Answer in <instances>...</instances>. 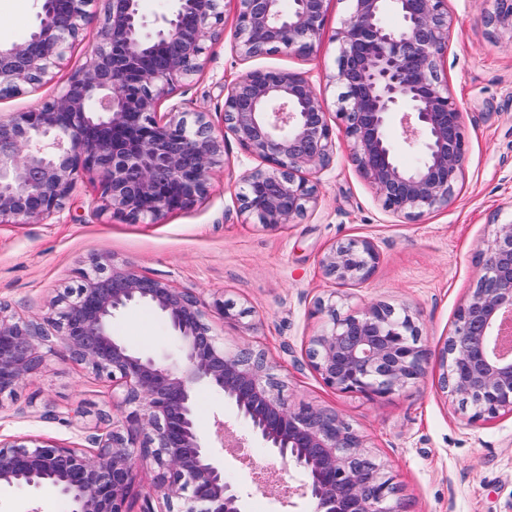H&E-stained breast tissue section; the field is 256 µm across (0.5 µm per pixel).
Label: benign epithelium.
<instances>
[{"mask_svg":"<svg viewBox=\"0 0 512 512\" xmlns=\"http://www.w3.org/2000/svg\"><path fill=\"white\" fill-rule=\"evenodd\" d=\"M96 47L53 101L0 118V224H38L60 210L76 175L100 178L96 207L132 221L186 209L209 192L224 139L207 113L160 101L200 70L205 42L223 12L218 0H174L148 29L140 0H103ZM235 47L245 59L269 52L310 54L321 41L328 0H235ZM336 31L342 91L336 118L351 159L384 210L410 220L448 208L463 180L468 142L464 113L448 92L441 67L451 19L447 0H347ZM90 0H40L30 35L0 44V98L41 83L83 33ZM487 23L512 42V0H493ZM224 132L263 166L241 177V213L276 230L317 200L310 177L327 167L335 140L323 94L305 76L248 71L227 88ZM420 156L401 165L393 135ZM380 260L369 241L332 247L324 273L363 282ZM53 321L70 357L99 377L124 385L119 415L99 413L97 451L52 439L0 440V490L52 483L70 512H128L136 461L156 466L147 512H247L244 494L224 477L229 427L201 430L195 391L222 395L252 438L302 479L288 496L311 512H399L395 477L367 450L342 416L309 403L290 405L261 350L229 352L216 344L205 311L190 292L143 275L104 255ZM147 304L180 343V361L162 363L112 334V320ZM222 320H240L222 298L209 305ZM312 337L313 367L343 393L382 398L415 384L431 350L410 311L373 304L340 315L333 301ZM512 221L498 225L483 252L482 272L453 331L438 347L440 389L472 418L512 414ZM45 321L8 313L0 304V395L12 392L45 362Z\"/></svg>","mask_w":512,"mask_h":512,"instance_id":"7a95c632","label":"benign epithelium"}]
</instances>
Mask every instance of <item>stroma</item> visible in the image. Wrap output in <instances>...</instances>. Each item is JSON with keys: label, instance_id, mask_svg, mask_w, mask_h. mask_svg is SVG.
I'll use <instances>...</instances> for the list:
<instances>
[{"label": "stroma", "instance_id": "1", "mask_svg": "<svg viewBox=\"0 0 512 512\" xmlns=\"http://www.w3.org/2000/svg\"><path fill=\"white\" fill-rule=\"evenodd\" d=\"M102 0L51 77L20 94L0 98V116L39 106L65 88L97 43ZM224 22L206 41L202 69L193 81L163 99L160 111L181 105L208 112L215 136L223 135L224 87L251 70H286L306 76L335 112L336 31L348 16L345 0H331L324 35L307 55L275 52L242 59L234 47V0H221ZM491 0H448L452 28L442 63L450 94L464 113L468 153L460 192L447 209L414 220L385 212L350 161L351 144L336 137L331 164L315 179L316 205L285 229L271 231L240 216L241 177L260 161L234 138L224 137L223 163L206 199L158 220L132 223L96 213V175L79 172L64 208L40 224H0V303L25 318L49 316L76 287L81 270L102 255L139 273L191 292L202 305L214 298L247 309L250 330L215 317L208 323L220 347L263 350L293 404L337 412L363 437L399 486L402 512H512V415L474 421L468 410L440 392L437 360L424 378L383 399L327 386L309 358L310 340L322 326L320 301L341 297L342 312L374 303L409 308L429 348L444 341L480 274L482 255L498 225L512 221V43L485 24ZM38 0H0V43L26 37ZM369 240L380 253L362 283H338L321 260L332 246ZM114 335L161 361L179 355L163 316L147 305L127 309ZM46 362L13 394L0 396V436L44 437L89 447L97 415L123 396L121 385L96 376L69 357L57 337L43 347ZM279 468L253 443L247 457L228 456L225 477L248 495L249 512H288L251 482L252 464ZM0 512H68L57 492L26 487L0 492Z\"/></svg>", "mask_w": 512, "mask_h": 512}]
</instances>
